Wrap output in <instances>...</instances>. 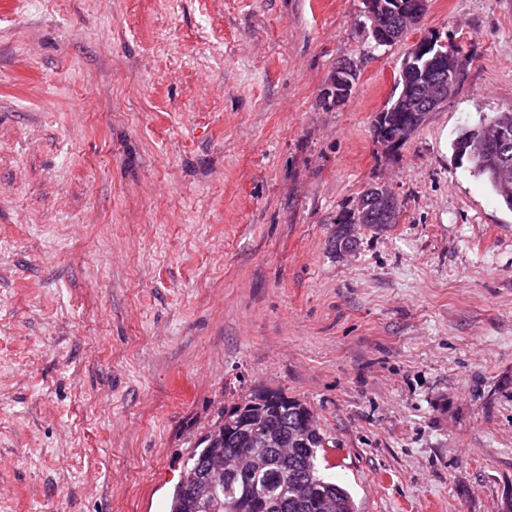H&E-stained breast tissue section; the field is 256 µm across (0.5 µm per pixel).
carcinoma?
Returning <instances> with one entry per match:
<instances>
[{
	"mask_svg": "<svg viewBox=\"0 0 512 512\" xmlns=\"http://www.w3.org/2000/svg\"><path fill=\"white\" fill-rule=\"evenodd\" d=\"M408 68L415 98L427 103L426 78L441 75L434 71L433 54L410 59ZM441 76L448 78L446 73ZM398 99L393 96L383 113L384 125L393 131L410 124L409 113L399 111ZM491 123L501 129L495 149H478L479 125L459 135L454 153L469 159L473 172L512 208V188H505L493 174L499 166L512 169V109L498 113ZM308 415L302 402L278 392L257 394L228 414H219L189 458L174 512H356L350 493L327 480L320 469L318 453L326 440L319 428L305 429ZM267 431L288 441V457L265 441Z\"/></svg>",
	"mask_w": 512,
	"mask_h": 512,
	"instance_id": "1",
	"label": "carcinoma"
}]
</instances>
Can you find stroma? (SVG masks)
<instances>
[{
	"mask_svg": "<svg viewBox=\"0 0 512 512\" xmlns=\"http://www.w3.org/2000/svg\"><path fill=\"white\" fill-rule=\"evenodd\" d=\"M364 10L0 0V512H145L262 390L358 512H512V209L453 153L512 106V0H429L389 46ZM430 32L457 90L380 144ZM372 185L397 223L337 253ZM355 72L356 68L352 61L343 60L336 65V69L321 89V98L326 105L338 107L348 100L356 80ZM352 73L355 74L350 75L351 82L348 74Z\"/></svg>",
	"mask_w": 512,
	"mask_h": 512,
	"instance_id": "obj_1",
	"label": "stroma"
}]
</instances>
